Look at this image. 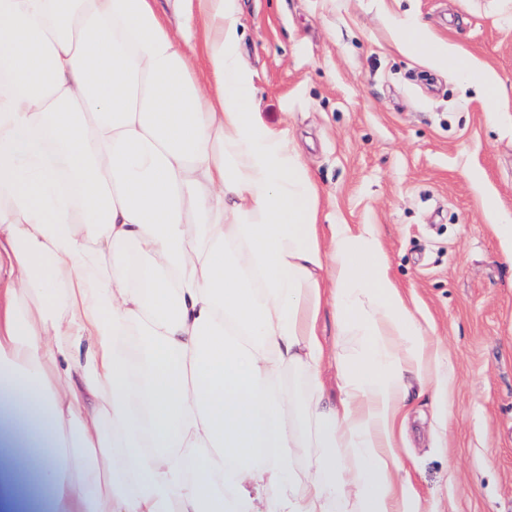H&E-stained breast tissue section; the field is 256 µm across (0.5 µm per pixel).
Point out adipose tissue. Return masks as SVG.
Segmentation results:
<instances>
[{"label": "adipose tissue", "mask_w": 512, "mask_h": 512, "mask_svg": "<svg viewBox=\"0 0 512 512\" xmlns=\"http://www.w3.org/2000/svg\"><path fill=\"white\" fill-rule=\"evenodd\" d=\"M174 6L0 0V512H420L396 448L431 340L253 110L237 0ZM326 305L360 344L335 405Z\"/></svg>", "instance_id": "obj_1"}]
</instances>
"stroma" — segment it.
Instances as JSON below:
<instances>
[{"instance_id": "obj_1", "label": "stroma", "mask_w": 512, "mask_h": 512, "mask_svg": "<svg viewBox=\"0 0 512 512\" xmlns=\"http://www.w3.org/2000/svg\"><path fill=\"white\" fill-rule=\"evenodd\" d=\"M262 121L295 141L323 224L373 225L453 374L411 375L400 467L423 512H512V0H238ZM474 72L398 52L401 25ZM506 95L499 111L479 79Z\"/></svg>"}]
</instances>
